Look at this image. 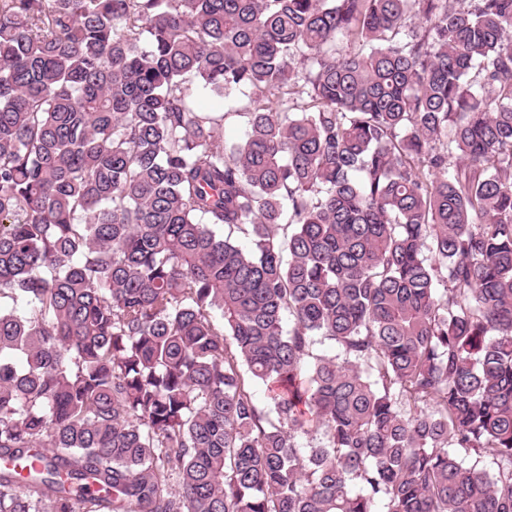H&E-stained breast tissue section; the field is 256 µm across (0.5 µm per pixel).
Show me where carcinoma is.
<instances>
[{"instance_id":"carcinoma-1","label":"carcinoma","mask_w":512,"mask_h":512,"mask_svg":"<svg viewBox=\"0 0 512 512\" xmlns=\"http://www.w3.org/2000/svg\"><path fill=\"white\" fill-rule=\"evenodd\" d=\"M0 460V512H512V0H0Z\"/></svg>"}]
</instances>
